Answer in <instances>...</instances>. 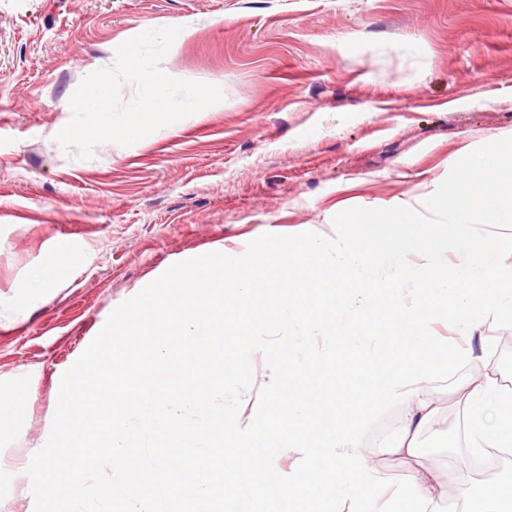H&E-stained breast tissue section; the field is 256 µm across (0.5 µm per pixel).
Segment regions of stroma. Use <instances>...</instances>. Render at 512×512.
<instances>
[{
  "label": "stroma",
  "instance_id": "1",
  "mask_svg": "<svg viewBox=\"0 0 512 512\" xmlns=\"http://www.w3.org/2000/svg\"><path fill=\"white\" fill-rule=\"evenodd\" d=\"M191 24L161 67L220 106L93 158L56 129L114 46ZM512 135V0H0V387L31 401L0 456L36 451L58 378L171 265L265 232L333 235L355 206L427 198L454 154ZM59 285L18 294L34 268Z\"/></svg>",
  "mask_w": 512,
  "mask_h": 512
}]
</instances>
